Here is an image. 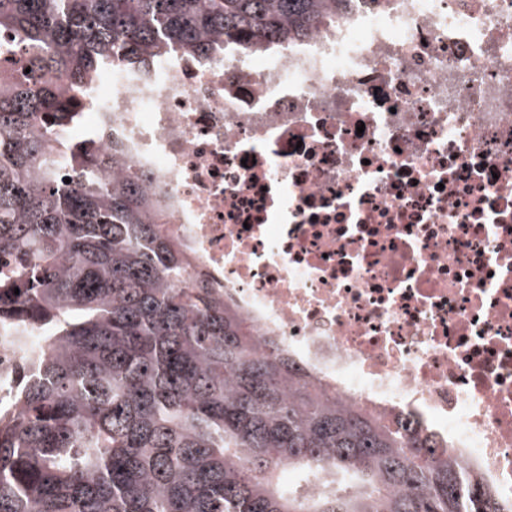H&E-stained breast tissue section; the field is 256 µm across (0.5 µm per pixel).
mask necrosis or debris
Returning <instances> with one entry per match:
<instances>
[{
    "label": "necrosis or debris",
    "mask_w": 512,
    "mask_h": 512,
    "mask_svg": "<svg viewBox=\"0 0 512 512\" xmlns=\"http://www.w3.org/2000/svg\"><path fill=\"white\" fill-rule=\"evenodd\" d=\"M86 110L188 275L512 505V0H351L273 55L112 62Z\"/></svg>",
    "instance_id": "4bbe7bcc"
}]
</instances>
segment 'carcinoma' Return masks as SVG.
Listing matches in <instances>:
<instances>
[{"mask_svg":"<svg viewBox=\"0 0 512 512\" xmlns=\"http://www.w3.org/2000/svg\"><path fill=\"white\" fill-rule=\"evenodd\" d=\"M348 2L0 0V329L40 336L0 408V512H512L413 422L258 341L184 279L123 152L63 136L113 60L272 51Z\"/></svg>","mask_w":512,"mask_h":512,"instance_id":"cac0c4a2","label":"carcinoma"}]
</instances>
